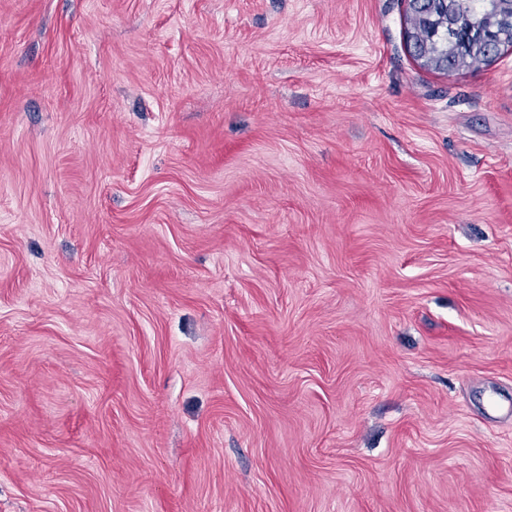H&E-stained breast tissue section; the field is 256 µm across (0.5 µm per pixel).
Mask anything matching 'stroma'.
Returning <instances> with one entry per match:
<instances>
[{"label": "stroma", "instance_id": "35a3bbf8", "mask_svg": "<svg viewBox=\"0 0 512 512\" xmlns=\"http://www.w3.org/2000/svg\"><path fill=\"white\" fill-rule=\"evenodd\" d=\"M405 0H0V512H512V49ZM443 1H429L423 14L410 18L412 29L419 31L422 36L421 48L426 52H421L419 46L414 44L418 60L442 71L456 68L448 65L450 59H453L457 67H469L482 61V33L486 34L489 29L499 27L504 17V14L496 12L495 0H460L462 3L455 19L460 22L457 30L448 27V14L441 3ZM439 50H447L448 56L429 58L428 54L432 55Z\"/></svg>", "mask_w": 512, "mask_h": 512}]
</instances>
